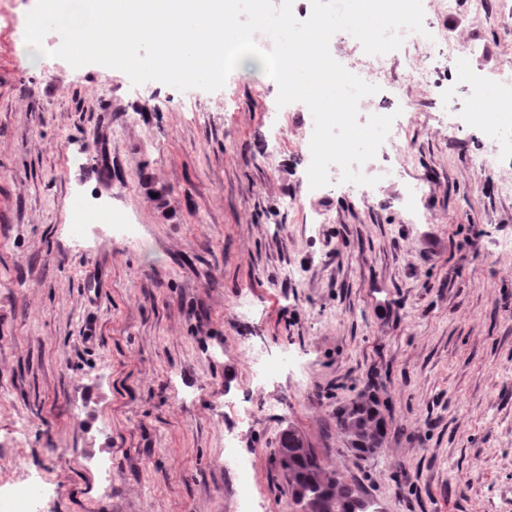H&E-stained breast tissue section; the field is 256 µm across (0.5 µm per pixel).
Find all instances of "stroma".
Returning a JSON list of instances; mask_svg holds the SVG:
<instances>
[{
	"mask_svg": "<svg viewBox=\"0 0 512 512\" xmlns=\"http://www.w3.org/2000/svg\"><path fill=\"white\" fill-rule=\"evenodd\" d=\"M35 4L0 0V496L30 476L46 512H235L246 460L256 512H294L293 427L381 512H512V153L476 169L466 80L409 87V113L374 96L410 156L314 189L307 109L262 70L207 92L42 67ZM428 18L476 78L512 64V0ZM76 199L101 215L78 238ZM247 343L287 369L253 383ZM369 381L388 428L362 460L336 408Z\"/></svg>",
	"mask_w": 512,
	"mask_h": 512,
	"instance_id": "obj_1",
	"label": "stroma"
}]
</instances>
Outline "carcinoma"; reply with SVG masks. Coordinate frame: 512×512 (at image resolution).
Segmentation results:
<instances>
[{
	"instance_id": "obj_1",
	"label": "carcinoma",
	"mask_w": 512,
	"mask_h": 512,
	"mask_svg": "<svg viewBox=\"0 0 512 512\" xmlns=\"http://www.w3.org/2000/svg\"><path fill=\"white\" fill-rule=\"evenodd\" d=\"M336 426L347 451L362 460L373 455L387 433L376 391L368 386L358 399L336 408ZM277 453L290 496L316 489L320 492L316 512H359V486L328 470L296 429L282 432Z\"/></svg>"
}]
</instances>
